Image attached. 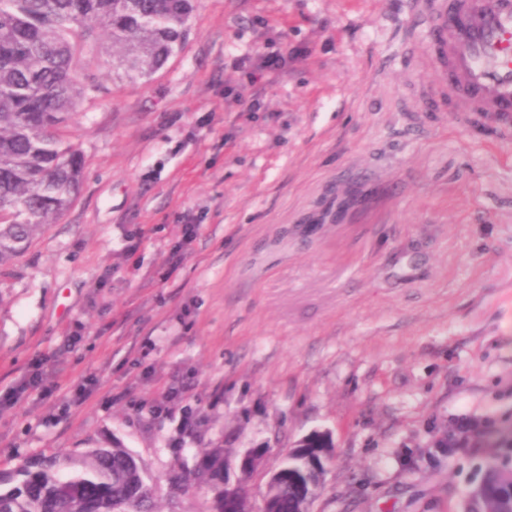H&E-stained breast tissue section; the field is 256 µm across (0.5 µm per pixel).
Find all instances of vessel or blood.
<instances>
[{
    "label": "vessel or blood",
    "instance_id": "1",
    "mask_svg": "<svg viewBox=\"0 0 512 512\" xmlns=\"http://www.w3.org/2000/svg\"><path fill=\"white\" fill-rule=\"evenodd\" d=\"M431 16V57L457 111L512 138V0H416Z\"/></svg>",
    "mask_w": 512,
    "mask_h": 512
}]
</instances>
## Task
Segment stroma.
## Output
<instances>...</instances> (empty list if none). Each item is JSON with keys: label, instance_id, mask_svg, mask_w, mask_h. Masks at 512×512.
<instances>
[{"label": "stroma", "instance_id": "obj_1", "mask_svg": "<svg viewBox=\"0 0 512 512\" xmlns=\"http://www.w3.org/2000/svg\"><path fill=\"white\" fill-rule=\"evenodd\" d=\"M190 25L149 80L97 70L78 197L0 267V469L118 443L161 512H211L172 480L195 449H266L257 502L326 432L311 512H462L512 459V140L422 120L442 76L412 0H198ZM38 370L61 389L4 402ZM245 66L249 84L256 85L267 79L271 73L279 71L283 66V59L277 53H268L258 56L255 60L248 59Z\"/></svg>", "mask_w": 512, "mask_h": 512}]
</instances>
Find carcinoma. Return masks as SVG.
<instances>
[{
	"instance_id": "cac0c4a2",
	"label": "carcinoma",
	"mask_w": 512,
	"mask_h": 512,
	"mask_svg": "<svg viewBox=\"0 0 512 512\" xmlns=\"http://www.w3.org/2000/svg\"><path fill=\"white\" fill-rule=\"evenodd\" d=\"M195 0H0V266L27 249L78 193L83 155L66 135L72 112L99 86L93 62L115 80L149 77L185 44ZM235 449L196 454L192 481L224 503V465ZM307 453L284 458L300 471ZM296 478L266 485L288 505ZM0 512H159L135 457L119 444L36 457L0 475ZM465 512H512V469L493 464Z\"/></svg>"
}]
</instances>
